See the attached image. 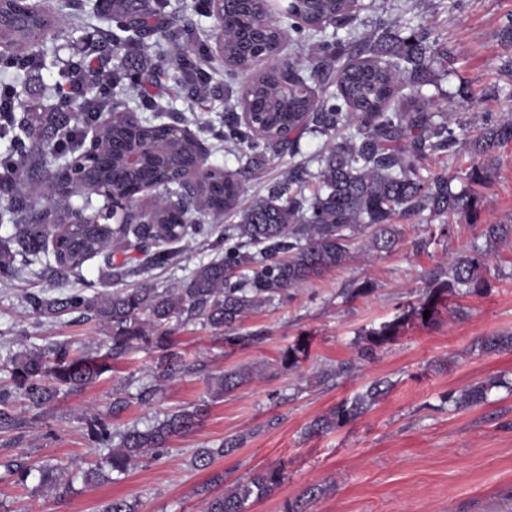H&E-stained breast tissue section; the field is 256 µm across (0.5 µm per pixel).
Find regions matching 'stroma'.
<instances>
[{"instance_id":"obj_1","label":"stroma","mask_w":512,"mask_h":512,"mask_svg":"<svg viewBox=\"0 0 512 512\" xmlns=\"http://www.w3.org/2000/svg\"><path fill=\"white\" fill-rule=\"evenodd\" d=\"M85 3L84 20L64 19L63 35L49 44L43 66L17 80L0 72V83H16L20 100L51 103L73 44L98 40L104 28L97 19L100 0ZM164 4L168 20L178 25L190 19L197 43H209L215 21L204 0ZM511 16L512 0H361L358 11L366 30L397 20L422 24L448 44L453 57L447 72L423 92L473 135L488 114L505 112L512 100V47L500 37ZM187 41L179 33L158 47L132 48L126 66L160 73L148 95L162 112L184 117L207 147L209 164L238 173L240 207L265 196L290 168L304 165L317 172V158L329 143L318 133L303 135L296 150L268 153L263 165L242 172L239 148L210 134L223 127L227 110L223 66L207 63L210 90L203 98L172 79L173 48ZM427 168L453 177L457 189L472 169H480L476 213L451 220L424 212L400 220V243L389 253L365 252L363 240H356L353 257L343 266L294 290L288 301L246 314L238 331L252 335L247 345L225 346L222 334L198 322H171L172 349L182 361L164 382L156 380L162 351L137 345L85 389H60L39 409L14 401L20 425L0 433V512H101L115 498L137 504L138 512H203L206 497L281 464L284 482L252 502L249 512H282L284 501L311 486L321 493L308 512H512V351L481 348L483 337L512 331V246L495 247L482 288L448 294L435 325H406L392 344L370 357L360 356L357 347L359 335L395 319L409 302L446 282L449 259L471 248L481 225L512 224V141L498 145L487 159L463 150L433 158ZM193 218L209 227L208 235H188L168 265L108 287L98 257L62 281L27 272L0 279V383L8 379L7 359L17 353L63 341L90 356L106 351V326L78 312L33 313L29 294L57 297L77 288L92 296L143 282L161 288L177 284L224 251L228 220L207 211ZM300 336L308 340V357L291 370L282 365L281 353ZM339 365L346 373L323 380L325 370ZM228 371L244 373L245 382L215 396L216 377ZM493 377L503 385L487 403L459 411L444 405V394ZM378 379L393 387L368 412L338 431L306 436L312 419ZM152 385L153 401L142 403L138 392ZM118 398L124 406L116 411L112 403ZM195 405L206 406L207 417L195 433L171 440L168 457L116 481H84V471L100 459L88 440L94 418L107 419L116 432L133 425L144 429ZM234 436L243 437L240 448L208 469L192 466L197 449L220 447ZM16 459L57 467L70 491L56 498L42 485L39 471L26 484H15L6 465ZM217 474L224 481L215 485L211 479Z\"/></svg>"}]
</instances>
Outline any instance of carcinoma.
<instances>
[{
  "mask_svg": "<svg viewBox=\"0 0 512 512\" xmlns=\"http://www.w3.org/2000/svg\"><path fill=\"white\" fill-rule=\"evenodd\" d=\"M77 0H57L52 7L40 0L24 13L23 21L0 29V67L27 58L32 66L42 61L45 42L31 40L35 30L49 34L58 28L59 11ZM115 30L103 32L102 41L90 49L93 65L85 73L89 100L98 91L101 66L98 62L118 55L128 44H144L147 38L164 37L159 17L162 0H108ZM224 55L232 71L244 74L259 61L272 62L276 71L288 72L292 84L283 90L263 73L243 85L236 103L224 115L227 132L223 139L246 145L247 165L257 164L269 149L290 147V133L308 128L330 133L344 128L348 133L331 145L318 159L319 169L311 173L301 167L288 179L271 187L266 196L245 210H238L241 191L237 174L213 168L194 190L195 198L181 188L166 187L152 202L141 224H58L63 213H74L71 199L84 197L83 208L92 206L90 183L98 180L94 170L83 172L81 183L70 195L53 196L43 187L46 156L49 153L75 166L84 151L88 131H98V149L110 144L131 145L143 140L162 141L164 127L140 119L133 109L110 110L112 124L103 125L101 112H61L67 105L65 87H59L56 112H9L0 121V139L9 141L5 157L20 159L17 167H0V223L13 226L8 242L0 243V276L20 273L39 260L53 255L37 272L41 277L64 280L81 270L83 264L103 257L104 279L112 282L128 272V261L112 260L110 248L135 247L151 266H162L175 254L192 228L194 210H208L216 216L239 217L224 233V256L200 266L187 281L160 290L151 283L121 294L103 293L89 297L76 290L64 297L28 296L38 314L64 310L85 313L111 330L107 352L100 357L78 355L65 343L46 351H29L9 358L12 386L0 387V432L18 428L19 420L9 410L17 398L31 407L51 402L59 387L81 390L92 384L110 362L122 359L136 344L166 349L171 345L168 325L172 320H205L213 329H232L248 312L284 300L304 283L341 266L350 256L353 241L372 229L370 249L390 252L399 241L394 218H407L428 211L434 215L467 216L476 209L472 191H454L445 174H422L425 162L442 153L454 155L468 147L489 155L499 144L512 140V109L500 117H487L481 132L470 138L450 125L445 112L433 107L422 90L432 83L435 68L448 62V44L432 37L419 24L406 36L392 24L366 41L342 44L338 31L352 35L356 21L353 0H290L284 18L288 28L319 39V55L303 75L298 62L284 54L285 27L282 20L267 14L266 0H226ZM334 33L327 35L326 29ZM115 81L141 86L146 76L130 72L119 63L112 68ZM249 113L241 124L238 111ZM175 149L184 167L195 165L198 138H180ZM160 164L156 156L145 159L142 168L122 179L132 185L146 181ZM317 187L305 195L308 180ZM177 197L176 203L169 199ZM478 245L452 258L444 288H432L402 315L372 328L359 337L361 355L371 356L391 344L405 324L416 321L430 325L436 320L444 293L468 292L482 287V272L490 258L489 247L512 240V224H485ZM22 257V267L15 266ZM429 318H424V311ZM486 352L512 349V333H497L482 341ZM308 344L299 339L282 354L290 369L306 359ZM244 376L226 372L216 380V392L239 385ZM500 386L495 379L475 382L450 391L445 402L452 410L488 402L491 391ZM391 384L372 382L364 392L343 399L307 426L310 435L337 431L363 415L386 394ZM206 417L202 406L184 408L145 430L132 426L112 445V427L98 419L90 425L89 440L107 450L101 461L89 469L90 481L109 474L125 475L149 460L168 452V442L195 432ZM243 437L227 441L220 448H200L193 458L198 469L209 468L215 459L239 448ZM285 479V466L255 472L247 482L207 498L205 512H247L250 500H259L278 488Z\"/></svg>",
  "mask_w": 512,
  "mask_h": 512,
  "instance_id": "cac0c4a2",
  "label": "carcinoma"
}]
</instances>
